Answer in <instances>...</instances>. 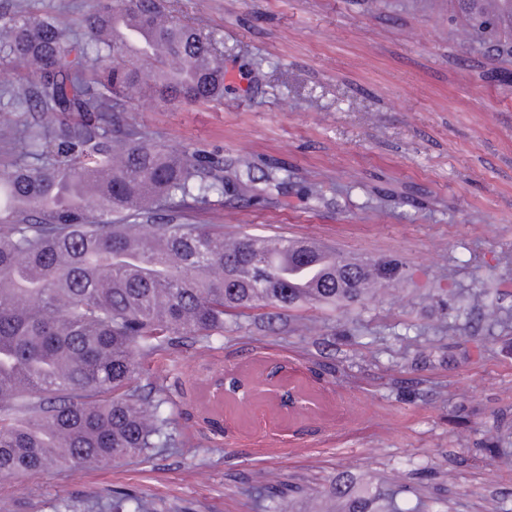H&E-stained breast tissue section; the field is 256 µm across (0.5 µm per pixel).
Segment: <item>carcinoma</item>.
I'll return each mask as SVG.
<instances>
[{
	"label": "carcinoma",
	"instance_id": "carcinoma-1",
	"mask_svg": "<svg viewBox=\"0 0 512 512\" xmlns=\"http://www.w3.org/2000/svg\"><path fill=\"white\" fill-rule=\"evenodd\" d=\"M0 52L26 70L0 115L20 163L0 178V477L118 464L175 443L161 390L132 386L131 351L172 336L207 340L224 317L359 302L388 277L308 243L188 224L211 195L249 202L280 191L286 169L253 176L240 159L175 153L121 122L144 94L207 104L224 96V51L160 0H95L80 29L0 13ZM150 68L144 78L141 65ZM264 187H257V182ZM341 512H401L395 499L336 480Z\"/></svg>",
	"mask_w": 512,
	"mask_h": 512
}]
</instances>
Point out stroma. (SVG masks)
<instances>
[{
	"instance_id": "1",
	"label": "stroma",
	"mask_w": 512,
	"mask_h": 512,
	"mask_svg": "<svg viewBox=\"0 0 512 512\" xmlns=\"http://www.w3.org/2000/svg\"><path fill=\"white\" fill-rule=\"evenodd\" d=\"M89 0H0L78 28ZM224 52L226 92L205 105L144 98L128 122L179 151L282 164L265 203L227 195L191 213L225 236L314 239L351 260L394 259L405 278L335 310L133 350L135 382L165 390L171 448L98 469L0 480V512H336L338 476L398 489L424 512H512V28L475 26L458 0H161ZM322 197L306 199L305 186ZM496 320H488L486 307ZM338 366L319 378L318 361ZM233 374L247 395L204 380ZM298 386L279 408L264 380ZM494 455H486V448ZM289 493L270 500L268 481Z\"/></svg>"
}]
</instances>
